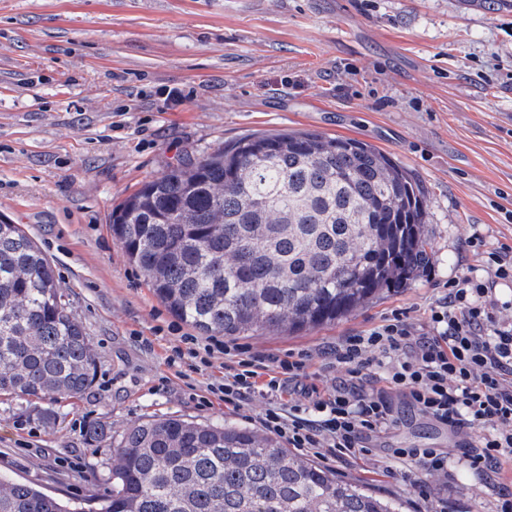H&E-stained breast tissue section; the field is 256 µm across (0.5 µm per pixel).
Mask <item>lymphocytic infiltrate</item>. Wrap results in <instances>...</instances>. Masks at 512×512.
Here are the masks:
<instances>
[{
  "instance_id": "lymphocytic-infiltrate-1",
  "label": "lymphocytic infiltrate",
  "mask_w": 512,
  "mask_h": 512,
  "mask_svg": "<svg viewBox=\"0 0 512 512\" xmlns=\"http://www.w3.org/2000/svg\"><path fill=\"white\" fill-rule=\"evenodd\" d=\"M487 272H468L431 307L426 322L394 314L338 342L321 368L331 382H306L303 361L224 355L213 388L225 406L255 411L262 428L294 448L358 458L384 467L366 441L394 428L391 396L461 436L460 449L395 448L390 457L440 479L463 467L497 485L494 512H512V303L496 294L512 282V247L486 256Z\"/></svg>"
}]
</instances>
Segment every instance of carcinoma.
<instances>
[{
  "mask_svg": "<svg viewBox=\"0 0 512 512\" xmlns=\"http://www.w3.org/2000/svg\"><path fill=\"white\" fill-rule=\"evenodd\" d=\"M512 12V0H463ZM423 186L387 153L314 132L247 135L186 157L112 212V230L170 312L203 335L297 333L399 288L428 261ZM90 337L49 259L0 222V393L82 396ZM95 422L89 443L108 439ZM96 512H402L281 441L179 416L135 423ZM0 512H85L0 476Z\"/></svg>",
  "mask_w": 512,
  "mask_h": 512,
  "instance_id": "cac0c4a2",
  "label": "carcinoma"
}]
</instances>
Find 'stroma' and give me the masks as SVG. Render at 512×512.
Instances as JSON below:
<instances>
[{
	"label": "stroma",
	"mask_w": 512,
	"mask_h": 512,
	"mask_svg": "<svg viewBox=\"0 0 512 512\" xmlns=\"http://www.w3.org/2000/svg\"><path fill=\"white\" fill-rule=\"evenodd\" d=\"M185 98L167 107L161 93ZM310 131L370 143L425 188L431 262L348 317L293 336L227 339L309 371L344 337L407 313L424 322L444 284L479 268L467 246L512 245V13L459 0H0V214L42 247L95 351L85 395L46 404L0 395V475L60 498L103 496L114 449L133 423L175 415L257 427L208 377L167 362L193 335L155 296L112 233V210L185 154L254 133ZM398 425L372 450L448 448L452 433L396 397ZM104 421L97 445L86 427ZM406 512H492L468 470L449 483L360 461L325 462Z\"/></svg>",
	"instance_id": "obj_1"
}]
</instances>
